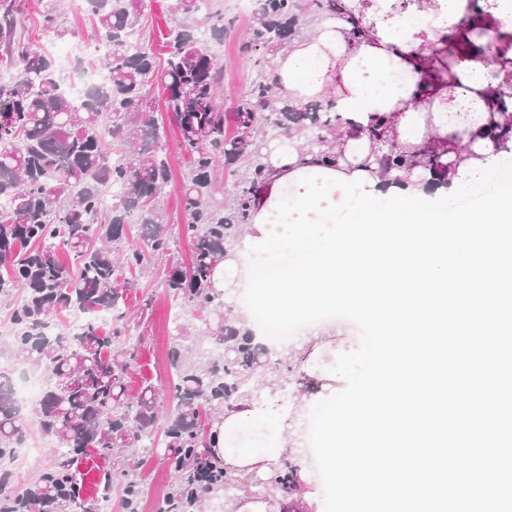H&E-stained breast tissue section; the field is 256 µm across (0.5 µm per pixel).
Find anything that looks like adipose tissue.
Returning a JSON list of instances; mask_svg holds the SVG:
<instances>
[{
    "label": "adipose tissue",
    "instance_id": "adipose-tissue-1",
    "mask_svg": "<svg viewBox=\"0 0 512 512\" xmlns=\"http://www.w3.org/2000/svg\"><path fill=\"white\" fill-rule=\"evenodd\" d=\"M359 18L361 33L349 39L350 26L342 19L316 25L314 31L277 58L275 75L289 99L306 102L319 98L328 84H335L334 109L348 127L369 126L377 115L388 114L396 121L399 140L416 142L423 131L422 108L411 99L423 80V60L439 46L446 29L468 11L469 0H433L423 7L420 0H343ZM428 11L431 27L414 28L407 15ZM403 71L407 79L392 84V71ZM268 185L259 193L256 210L294 194L291 177L302 168L294 144L281 146L270 160Z\"/></svg>",
    "mask_w": 512,
    "mask_h": 512
}]
</instances>
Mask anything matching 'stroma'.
<instances>
[{
	"label": "stroma",
	"instance_id": "obj_1",
	"mask_svg": "<svg viewBox=\"0 0 512 512\" xmlns=\"http://www.w3.org/2000/svg\"><path fill=\"white\" fill-rule=\"evenodd\" d=\"M254 21L253 14L239 15L236 29L225 34L223 42L214 48L218 61L224 65L225 103L234 102L245 86L251 65L241 55L239 43ZM155 117L166 132L172 170L164 207L169 223L178 224L182 221L181 175L185 171L187 158L178 148L179 132L171 117L163 111L156 112ZM164 267V261H155L153 275L142 280L138 292L129 294L125 300L129 340L139 349V357L129 379V389L134 394L138 393L142 381H151L163 392L167 391L172 381L170 352L174 332L171 319L182 305L162 285ZM146 299L150 300L151 308L144 313L140 306ZM359 343L358 328L344 319H328L314 328L301 329L299 335L290 337L287 345L279 348L278 353L296 373L305 376L302 401H289L287 409L283 410L278 406V396H265L264 404L268 409L266 418L239 425L225 436L226 446L240 455L265 450L275 438H282L288 450L289 462L301 469L302 498L307 502L301 512H324L323 486L309 444L310 411L317 402L344 388V379L331 373L330 367L337 354L355 350ZM140 473L145 487L141 512H156L158 502L172 484V476L155 457L144 459Z\"/></svg>",
	"mask_w": 512,
	"mask_h": 512
}]
</instances>
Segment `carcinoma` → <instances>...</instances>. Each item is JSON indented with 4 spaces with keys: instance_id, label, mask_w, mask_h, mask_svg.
I'll use <instances>...</instances> for the list:
<instances>
[{
    "instance_id": "carcinoma-1",
    "label": "carcinoma",
    "mask_w": 512,
    "mask_h": 512,
    "mask_svg": "<svg viewBox=\"0 0 512 512\" xmlns=\"http://www.w3.org/2000/svg\"><path fill=\"white\" fill-rule=\"evenodd\" d=\"M86 5L95 41L111 47L99 60L109 80L103 90L76 101L65 91L68 72L32 38L25 0H0V65L11 73L9 82H0V305L11 309V356L46 373L35 417L53 449L51 461L22 491L14 489L11 474L0 473V512H99L98 503L112 491V473L100 476L99 497L83 498L79 461L87 448L113 458L120 468L126 512L140 510L139 467L151 455L175 476L158 512H204L219 496L224 512H232L242 481L212 456L211 429L269 389L268 371L283 382L293 370L237 326L232 305L214 287L213 272L234 259L260 188L267 184L262 141L295 138L305 155L336 166L348 162L336 150L346 121L333 111L331 96L312 107L293 105L276 93L272 72L275 55L298 37V23L342 14L341 0H312L308 6L302 0H261L242 41L253 58V72L230 112L220 98L224 69L200 39L205 28L212 40H223L231 29L224 15L201 12L200 0H175L160 64L140 34L145 0H86ZM41 26L58 39L73 35L58 0H49ZM466 47L492 56L497 72L504 73L502 84L476 91L484 109H476L477 130L470 137L486 138L495 151L510 152L512 96L505 84L512 81V33L469 14L441 36L425 67L469 91L453 72ZM155 87L165 93L164 110L188 156L182 175L184 220L175 229L163 210L171 170L165 135L154 116ZM230 121L236 126L232 135ZM394 135L388 115L377 116L361 131L368 158L383 177L399 172L408 178L421 169L444 182L463 161L455 134L442 136L431 148L392 147ZM221 168L232 177L225 198L217 179ZM133 211L139 215L138 245L128 241ZM180 237L191 245L189 265L170 264L164 284L201 317L202 330L191 338L188 324L176 328L169 386L173 411L164 447L146 449L142 441L153 435L161 398L151 382L135 396L128 392L137 352L125 341L122 306L140 288L139 278L151 261L169 256ZM60 249L77 260V272L60 262ZM93 309L112 313L110 335H100L93 321L68 341L34 333L65 312ZM205 343L216 345V351L205 350ZM25 430V418L0 390V456L11 452ZM268 468L254 496L301 494L297 471L287 459Z\"/></svg>"
}]
</instances>
